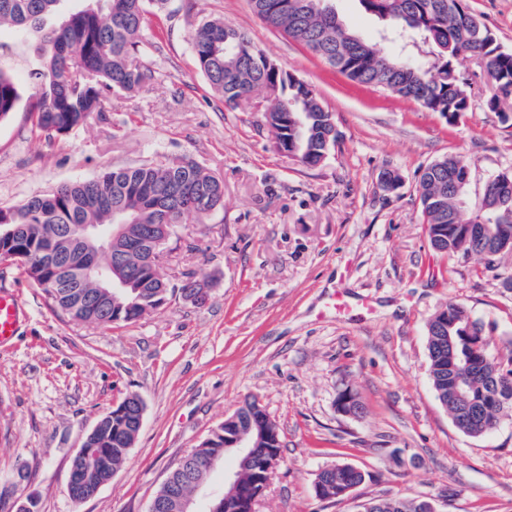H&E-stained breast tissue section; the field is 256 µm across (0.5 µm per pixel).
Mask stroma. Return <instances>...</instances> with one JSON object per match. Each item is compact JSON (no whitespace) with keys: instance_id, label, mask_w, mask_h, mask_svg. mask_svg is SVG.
I'll return each mask as SVG.
<instances>
[{"instance_id":"1","label":"stroma","mask_w":512,"mask_h":512,"mask_svg":"<svg viewBox=\"0 0 512 512\" xmlns=\"http://www.w3.org/2000/svg\"><path fill=\"white\" fill-rule=\"evenodd\" d=\"M512 50V0H468ZM142 32L157 81L109 96L74 134L38 137L27 65L14 71L21 98L0 121V205L158 157L187 156L224 182V205L173 228L158 269L207 288L205 302L173 295L136 322L97 327L55 313L12 262L27 320L0 351V486L37 512H148L160 485L244 400L278 425L285 465L254 512H355L394 495L430 498L439 512H512V421L473 438L460 432L428 374L427 324L448 303L479 319L494 344L512 348V256L486 268L475 256L432 248L416 195L420 172L449 155L469 165L466 199L512 170V133L487 107L481 62L456 72L471 110L451 124L438 113L340 74L303 44L267 26L249 0H172ZM222 17L315 91L338 139L320 165L278 152L264 106L235 110L210 91L192 54L196 24ZM399 174L386 190L384 171ZM368 300L351 320L328 310L334 291ZM350 392L362 409L341 410ZM129 394L145 405L126 464L92 497L67 493L72 459L102 414ZM342 463L364 482L341 500L316 497L318 472Z\"/></svg>"}]
</instances>
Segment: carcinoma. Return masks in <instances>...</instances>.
Instances as JSON below:
<instances>
[{
  "instance_id": "carcinoma-1",
  "label": "carcinoma",
  "mask_w": 512,
  "mask_h": 512,
  "mask_svg": "<svg viewBox=\"0 0 512 512\" xmlns=\"http://www.w3.org/2000/svg\"><path fill=\"white\" fill-rule=\"evenodd\" d=\"M0 0V32H15L11 41H0V56L11 59L24 54L25 35L39 34L40 46L30 75L40 87L30 104L32 126L48 141L65 138L84 127L90 116L103 111L108 95L131 94L153 83L155 71L142 62L141 31L147 17L160 15L170 0ZM365 12L385 22L381 40L390 44L384 53L356 31L320 10L304 11L298 0H250L253 12L267 25L298 40L348 78L376 87L395 79L394 94L411 99L453 124L470 111V99L453 62L461 54L481 60L487 78L496 88L487 102L498 109L512 99V50H505L495 34L470 12L467 0H359ZM434 45L442 56L431 69L421 60L397 49L405 40ZM192 52L209 87L229 108L260 92L273 95L266 125L274 133L275 148L305 166H315L328 156L337 134L327 125L328 111L312 88L301 80H285L265 64L268 57L246 34L220 18L201 20L193 34ZM20 94L11 74L0 67V121L16 109ZM467 166L460 155H446L428 164L417 180L423 224L433 249L447 256L476 254L487 266L505 254L484 252V244L465 236L466 225H488L492 236L512 238V200H503L495 180L508 178L501 172L490 179L480 208L466 215L464 191L448 186V171ZM224 203V183L199 163L167 157L119 170L105 171L87 180L64 183L17 205L0 207V231L17 233L0 241V259L19 265L33 286L39 288L50 308L70 321L114 326L130 324L164 306L169 295L180 291L190 298L199 292L187 281L177 289L160 279L158 271H146L141 252L126 241L105 248L101 261L118 256L134 278L124 293L109 300L98 284L86 280L79 262L67 263L68 287L51 281L49 239L59 237L74 224H98L101 237L111 236L112 211L130 213V237L143 236L148 224H180L200 219ZM490 337L480 320L461 305L450 303L427 324L429 377L441 404L454 425L465 435L478 438L497 429L505 417L512 418V353L493 355ZM465 373L466 398L457 394L456 380ZM139 403L132 401L128 413L111 409L102 415L101 426L86 436V448L95 450L90 459L89 488L112 478L126 462L133 445L134 415ZM237 419L218 426L224 435L260 426L266 431L267 456L283 457L278 426L255 400L236 410ZM270 473L263 461L244 468L248 493L223 504L216 500L212 512H253L267 490ZM364 475L350 465H334L317 475L315 491L323 500L346 496V489L360 484ZM185 488L182 468L168 477L154 498L164 499ZM373 512H433L430 501L394 496L372 499Z\"/></svg>"
}]
</instances>
